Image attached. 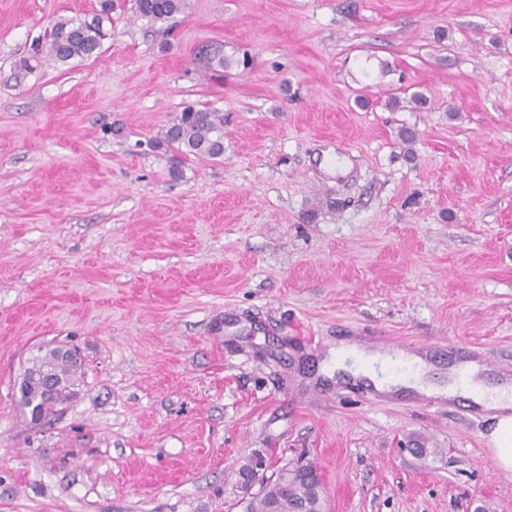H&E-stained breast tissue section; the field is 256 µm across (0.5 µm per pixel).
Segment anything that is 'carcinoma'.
Instances as JSON below:
<instances>
[{
    "mask_svg": "<svg viewBox=\"0 0 512 512\" xmlns=\"http://www.w3.org/2000/svg\"><path fill=\"white\" fill-rule=\"evenodd\" d=\"M184 7V0H134L136 18L151 26L164 25ZM114 0H99V10L80 19L61 18L35 43L33 53L24 61V68L32 71L42 56L60 62L88 58L97 53L107 37L106 25L112 23ZM65 34L67 38L59 39ZM200 71L208 73L216 68L233 65L248 66V57L229 60L219 50H205L199 55ZM161 139L177 150L202 161H213L224 156V114L210 109L185 108L173 123L162 131ZM27 371L46 374L55 381V393L50 398L40 395L38 387L20 390L19 403L30 412L31 420L41 421L54 417L74 394L81 377V365L60 356L56 349L46 348L30 360ZM323 512V502L312 492L305 480L283 482L278 478L266 481L262 493L251 504V512Z\"/></svg>",
    "mask_w": 512,
    "mask_h": 512,
    "instance_id": "obj_1",
    "label": "carcinoma"
}]
</instances>
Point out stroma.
Returning <instances> with one entry per match:
<instances>
[{
	"label": "stroma",
	"instance_id": "1",
	"mask_svg": "<svg viewBox=\"0 0 512 512\" xmlns=\"http://www.w3.org/2000/svg\"><path fill=\"white\" fill-rule=\"evenodd\" d=\"M132 5L29 72L98 0H0V512H244L261 456L313 464L325 512H512L488 413L369 402L332 355L512 374V0H185L168 31ZM211 43L253 68L202 76ZM189 106L223 112L222 158L161 141ZM58 344L78 392L36 424L21 376ZM114 0H100V9L92 13L91 17L80 19L61 18L57 20L44 36L35 43L33 53L24 61V68L32 71L40 63L42 56H50L60 62H67L76 58H88L97 53L102 41L107 37V23L112 28V11L115 8ZM61 34H66L59 36ZM378 346L384 349L387 355L386 376L392 373L408 374L413 367V359L433 357L436 346L420 342H393L381 336L378 337ZM350 353H354L355 358L361 359L365 366L360 365L359 369L354 372V374H363L365 376H368L370 379L374 380L376 383H383L385 381H379L376 379L373 365L377 362H379L382 358L378 354L373 356H367L365 357L363 353L359 352L355 346L349 345L341 342L340 347H336V371L340 369H344V365L342 363V358L346 357H339L340 354L349 355Z\"/></svg>",
	"mask_w": 512,
	"mask_h": 512
}]
</instances>
